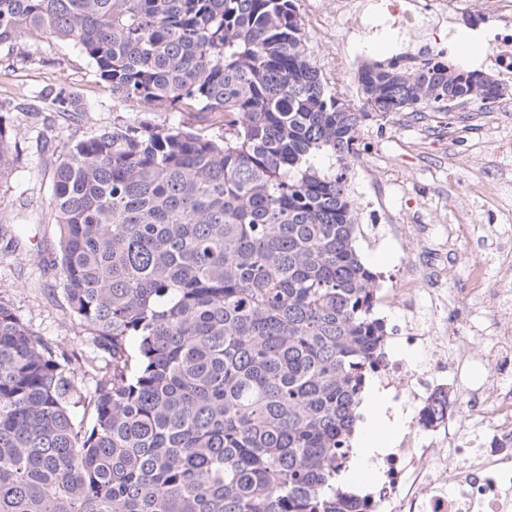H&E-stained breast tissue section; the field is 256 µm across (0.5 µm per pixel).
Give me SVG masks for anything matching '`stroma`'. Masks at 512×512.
Wrapping results in <instances>:
<instances>
[{
    "label": "stroma",
    "instance_id": "35a3bbf8",
    "mask_svg": "<svg viewBox=\"0 0 512 512\" xmlns=\"http://www.w3.org/2000/svg\"><path fill=\"white\" fill-rule=\"evenodd\" d=\"M307 30V49L337 97L359 101L358 71L363 64L383 61L419 48L440 46L457 53L466 69L495 74L488 55L466 58L457 38L467 32L487 41L493 27L483 15L481 0H466V8L440 29L408 33L364 16L368 28L360 39L350 37L336 13V0H296ZM19 53L0 50V101L13 102L11 120L17 152L12 167L0 176V226L21 225L22 242L11 247L0 236V298L36 334L63 348L93 356L95 371L106 357L94 356L83 327L64 306L63 284L38 255L39 245L54 239L50 217L52 159L50 149L63 148L111 127L121 107L100 80L95 64L73 43L52 37H27ZM50 83L65 84L80 99L71 116L35 111L36 91ZM360 155L348 171L351 197L357 203L360 232L357 249L366 266L378 274L380 287L391 285L404 261H416L423 290L444 282L426 264L433 250L454 258L457 280H465L476 256L485 259V277L495 281L498 262L490 228L498 211L512 210V123L488 126L480 104L472 103L447 115L404 112L389 122H366L360 134ZM504 186L502 196L488 199L476 183ZM408 224L406 237L393 235L391 225ZM452 224L465 225L459 238L448 236Z\"/></svg>",
    "mask_w": 512,
    "mask_h": 512
}]
</instances>
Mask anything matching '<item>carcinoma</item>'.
Returning <instances> with one entry per match:
<instances>
[{"mask_svg": "<svg viewBox=\"0 0 512 512\" xmlns=\"http://www.w3.org/2000/svg\"><path fill=\"white\" fill-rule=\"evenodd\" d=\"M24 36L74 42L124 107L224 133L119 114L54 159L43 261L109 367L85 389L0 299V512H367L341 477L387 327L346 171L366 121L504 85L427 49L361 66L351 105L295 0H0V48ZM15 146L1 112L0 171ZM140 115L148 117L152 122L163 124L167 122H183L204 128L208 133H222V119L198 112H143Z\"/></svg>", "mask_w": 512, "mask_h": 512, "instance_id": "obj_1", "label": "carcinoma"}]
</instances>
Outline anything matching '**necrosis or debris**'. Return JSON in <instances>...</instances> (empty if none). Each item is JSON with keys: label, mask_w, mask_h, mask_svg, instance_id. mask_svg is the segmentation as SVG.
I'll list each match as a JSON object with an SVG mask.
<instances>
[{"label": "necrosis or debris", "mask_w": 512, "mask_h": 512, "mask_svg": "<svg viewBox=\"0 0 512 512\" xmlns=\"http://www.w3.org/2000/svg\"><path fill=\"white\" fill-rule=\"evenodd\" d=\"M497 28L491 59L512 89V0H486ZM481 262L461 290L495 333L461 341L419 316L413 289L394 278L375 301L402 310L369 382L411 417L409 431L378 464L375 512H512V234L499 248L498 288L481 286ZM486 371L475 376L474 363Z\"/></svg>", "instance_id": "necrosis-or-debris-1"}]
</instances>
